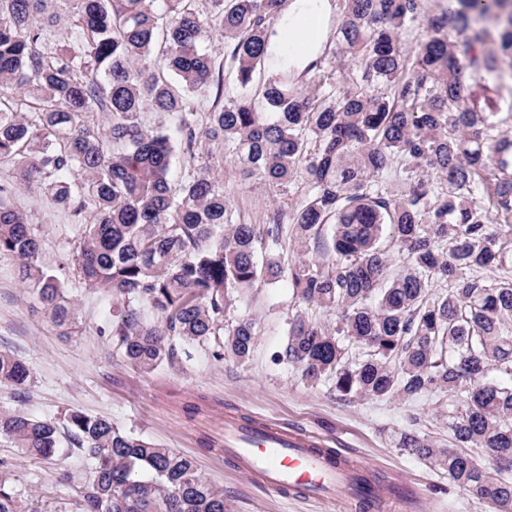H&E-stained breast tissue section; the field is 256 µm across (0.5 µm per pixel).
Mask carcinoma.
Masks as SVG:
<instances>
[{
  "instance_id": "carcinoma-1",
  "label": "carcinoma",
  "mask_w": 512,
  "mask_h": 512,
  "mask_svg": "<svg viewBox=\"0 0 512 512\" xmlns=\"http://www.w3.org/2000/svg\"><path fill=\"white\" fill-rule=\"evenodd\" d=\"M57 2L0 0V255L21 262L51 321L71 324L79 299L38 265L42 241L7 203L19 188L73 219L76 276L107 301L112 341L134 367L193 349L249 358L253 323L227 328L225 317L240 289L285 276L294 299L336 324L296 312L277 359L345 401L448 394L453 447L415 433L398 447L491 512H512V275H484L512 264V113L497 121L465 95L467 77L498 78L512 62V0L437 11L338 0L335 48L303 67L269 50L285 0H209L205 13L194 0H64L65 29ZM416 23L410 52L402 35ZM215 36L224 47L205 43ZM220 52L240 88L225 101ZM338 53L351 62L339 73ZM98 112L102 128L88 121ZM148 112L172 116L173 130ZM215 146L242 181L302 194L248 221L202 163ZM288 244L314 253L290 259ZM389 248L403 257L394 271ZM28 378L0 352V384ZM0 438L28 458L80 451L88 475L69 476L78 512H227L191 457L107 417L1 409ZM0 512H21L2 478Z\"/></svg>"
}]
</instances>
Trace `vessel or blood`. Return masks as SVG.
Masks as SVG:
<instances>
[{"mask_svg": "<svg viewBox=\"0 0 512 512\" xmlns=\"http://www.w3.org/2000/svg\"><path fill=\"white\" fill-rule=\"evenodd\" d=\"M224 451L253 485L279 493L317 497L349 489L361 470L357 461L323 448L316 436L255 418L225 416Z\"/></svg>", "mask_w": 512, "mask_h": 512, "instance_id": "b4317fda", "label": "vessel or blood"}]
</instances>
